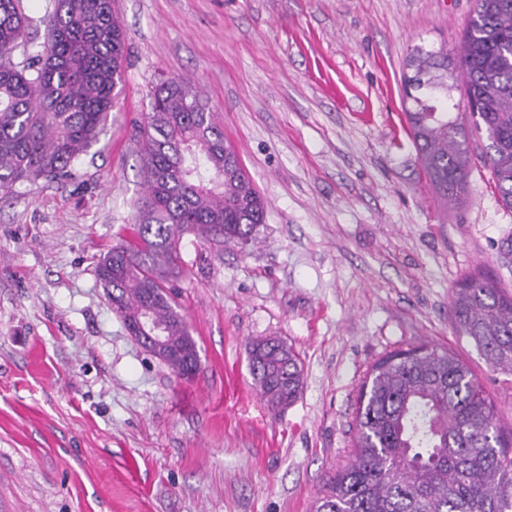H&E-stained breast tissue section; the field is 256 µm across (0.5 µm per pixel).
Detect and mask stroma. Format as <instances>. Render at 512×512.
Wrapping results in <instances>:
<instances>
[{
  "mask_svg": "<svg viewBox=\"0 0 512 512\" xmlns=\"http://www.w3.org/2000/svg\"><path fill=\"white\" fill-rule=\"evenodd\" d=\"M129 58L75 178L0 194V512H309L354 451L376 362L445 347L512 431V375L457 335L475 270L512 292V208L471 137L466 202L423 172L401 94L418 50L456 51L475 0H116ZM206 96L265 196L251 241L181 240L175 300L201 366L180 380L112 311L95 267L144 193L149 93ZM280 337L303 369L271 416L248 366Z\"/></svg>",
  "mask_w": 512,
  "mask_h": 512,
  "instance_id": "35a3bbf8",
  "label": "stroma"
}]
</instances>
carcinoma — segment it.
<instances>
[{
  "label": "carcinoma",
  "instance_id": "1",
  "mask_svg": "<svg viewBox=\"0 0 512 512\" xmlns=\"http://www.w3.org/2000/svg\"><path fill=\"white\" fill-rule=\"evenodd\" d=\"M44 42L29 37L22 0H0V189L72 176L104 134L123 82L127 34L115 0H51ZM404 78L405 112L423 169L440 199L469 195L472 151L459 112L448 111V79H461L475 130L489 144L484 163L512 208V0H477L452 56L417 51ZM145 195L128 237L96 265L130 335L150 311L166 336L162 358L182 379L199 351L168 283L179 273L184 231L245 244L265 222L266 201L224 140L216 112L183 79L158 85L141 128ZM451 323L486 363L512 373V294L488 275L454 289ZM253 385L277 412L301 386L300 361L275 338L248 352ZM351 461L329 475L310 512H512V458L494 404L454 352L428 347L380 359L356 411Z\"/></svg>",
  "mask_w": 512,
  "mask_h": 512
}]
</instances>
